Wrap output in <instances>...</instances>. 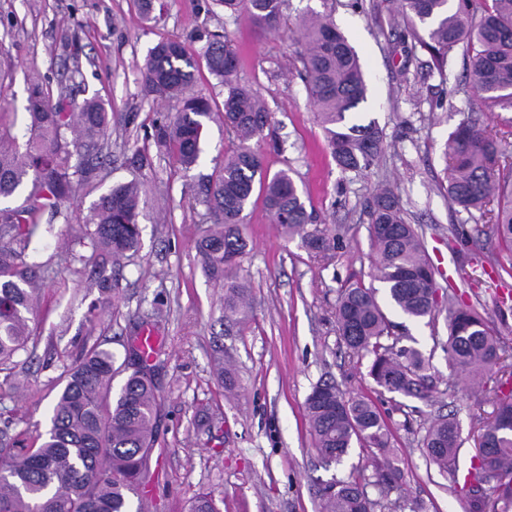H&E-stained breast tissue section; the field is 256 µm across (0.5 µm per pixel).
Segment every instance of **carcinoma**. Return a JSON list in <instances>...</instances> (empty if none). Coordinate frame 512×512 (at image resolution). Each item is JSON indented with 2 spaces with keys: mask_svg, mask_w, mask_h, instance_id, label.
I'll list each match as a JSON object with an SVG mask.
<instances>
[{
  "mask_svg": "<svg viewBox=\"0 0 512 512\" xmlns=\"http://www.w3.org/2000/svg\"><path fill=\"white\" fill-rule=\"evenodd\" d=\"M234 19L244 18L263 34L286 25L285 0H218ZM407 24L414 42L407 53L425 50L441 81H447L448 55L461 50L468 58L472 86L488 107L512 110V0H397L391 27ZM301 68L297 75L315 107L328 149L344 173L371 167L384 150L382 129L375 121L348 124L347 114L367 100V84L359 58L339 31L331 14L311 13L299 26ZM209 71L224 80V127L233 149L224 166L199 186L198 202L210 225L198 241L205 268L224 277V316L245 312L249 284L227 274L246 250L240 226L246 210L261 200L273 223L288 235L301 237L315 255L333 248L334 240L313 222L290 171L271 175L264 155L250 145L263 138L269 112L258 94L236 79L240 59L229 35H216L204 53ZM195 62L186 45L167 38L149 52L142 81L145 91L179 108L155 131L158 147L189 169L201 153L203 120L209 101L194 92ZM30 125L22 144L0 114V199L31 186L22 205L0 209V368L27 350L29 322L34 313V285L39 266L26 259L41 215L61 214V205L96 169L108 112L97 100L70 111L63 97L55 98L35 83L28 100ZM80 139L68 140L73 126ZM512 129L491 132L477 122L459 123L448 140L451 159L448 198L470 214L489 216L498 242L512 251V156L507 139ZM76 164H71L73 156ZM375 259L373 277L385 285L387 302L411 320L435 321L439 313L435 272L414 225L406 222L400 198L378 188L368 211ZM139 189L136 183L117 185L92 208L90 245L118 259L139 246ZM336 323L346 347L355 355L372 357L369 375L389 393L428 400L433 385L428 363L400 337L377 296V289L356 282L344 288L336 306ZM448 366L471 378H506L489 391L493 418L480 435L491 460L477 455L469 480L460 487L468 512H487L488 497L496 496L500 512H512V368L501 364L495 332L468 305L448 293ZM112 351L94 344L59 377L61 390L52 408L51 424L37 436L39 445L17 447L9 428L0 430V512H143L132 499L145 491L154 452L156 387L140 346L131 345L121 367ZM130 368L118 390L113 380ZM305 412L314 436V450L326 462L341 464L353 444L373 448L382 458L374 473L333 479L319 490L321 512H388L389 494L402 483L394 464L391 431L373 401L334 383L315 386ZM464 440L458 422L439 417L425 429L422 447L427 464L459 483ZM378 490L371 499L367 486ZM189 512H220L211 494L202 492Z\"/></svg>",
  "mask_w": 512,
  "mask_h": 512,
  "instance_id": "1",
  "label": "carcinoma"
}]
</instances>
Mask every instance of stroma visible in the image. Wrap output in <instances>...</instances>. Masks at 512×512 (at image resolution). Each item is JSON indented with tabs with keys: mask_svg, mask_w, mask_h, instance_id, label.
Masks as SVG:
<instances>
[{
	"mask_svg": "<svg viewBox=\"0 0 512 512\" xmlns=\"http://www.w3.org/2000/svg\"><path fill=\"white\" fill-rule=\"evenodd\" d=\"M287 3V26L271 36L226 19L215 0H165L163 10L147 15L135 0H0V102L14 135L27 131L35 82L76 107L97 98L110 118L96 173L53 224L41 225L27 250L40 267L35 348L0 372V426L29 440L45 432L58 378L83 348L101 343L121 360L131 337L149 333L160 360L151 512H187L201 492L220 500L221 512H319L323 484L372 474L369 453L357 446L338 466L325 467L317 457L304 403L322 381L369 394L391 426L404 475L391 499L420 501L425 512H467L464 494L427 467L421 448L427 424L450 415L465 439L461 458L469 460L492 411L484 388L463 385L448 367L447 311L430 324L387 311L431 359L435 397L426 403L375 386L369 358L353 357L339 336L336 302L347 281L373 283L367 205L374 186L388 181L409 223L422 229L439 291H468L512 358V252L486 220L457 211L446 194L448 139L458 124L472 116L499 129L512 112L473 111L477 96L461 52L450 55L445 81L429 70L427 53L408 59L404 28L390 26L393 0H363L359 9L352 0ZM310 10L332 13L354 47L368 85L355 119L376 120L385 135L384 154L358 176L341 173L331 157L295 70L298 21ZM205 30L228 32L239 52L240 82L272 115L277 146L264 151L269 172L291 170L315 227L335 238L326 256H314L262 206L250 208L241 226L247 249L235 271L251 289L241 324L225 319L224 282L204 272L197 248L207 226L197 183L221 168L228 145L224 83L202 56ZM170 36L189 46L195 89L212 108L200 158L188 170L157 147L154 129L175 109L147 95L141 79L151 48ZM138 152L149 167L131 164ZM133 179L141 183L140 245L116 261L87 244V221L101 195ZM101 275L119 280L111 299L96 284ZM220 360L234 371V395L216 373ZM204 413L214 424L201 434L195 420Z\"/></svg>",
	"mask_w": 512,
	"mask_h": 512,
	"instance_id": "obj_1",
	"label": "stroma"
}]
</instances>
